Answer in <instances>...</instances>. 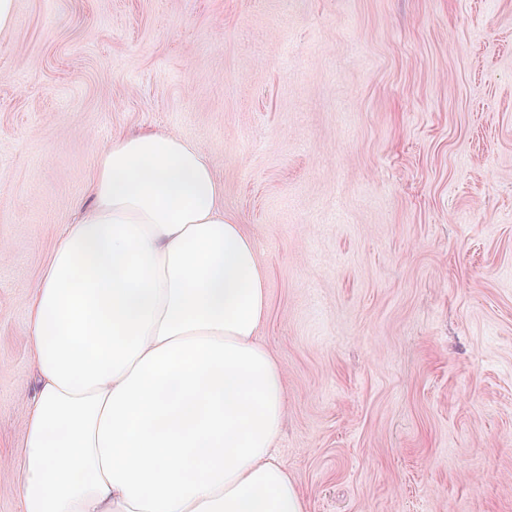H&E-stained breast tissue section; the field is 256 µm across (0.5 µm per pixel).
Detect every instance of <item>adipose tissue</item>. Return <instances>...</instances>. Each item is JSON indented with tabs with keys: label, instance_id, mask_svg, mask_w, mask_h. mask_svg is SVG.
<instances>
[{
	"label": "adipose tissue",
	"instance_id": "adipose-tissue-1",
	"mask_svg": "<svg viewBox=\"0 0 512 512\" xmlns=\"http://www.w3.org/2000/svg\"><path fill=\"white\" fill-rule=\"evenodd\" d=\"M30 301L37 392L21 512H306L274 445L287 408L261 342L265 261L224 216L207 153L113 140Z\"/></svg>",
	"mask_w": 512,
	"mask_h": 512
}]
</instances>
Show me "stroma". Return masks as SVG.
<instances>
[{"instance_id": "1", "label": "stroma", "mask_w": 512, "mask_h": 512, "mask_svg": "<svg viewBox=\"0 0 512 512\" xmlns=\"http://www.w3.org/2000/svg\"><path fill=\"white\" fill-rule=\"evenodd\" d=\"M201 147L268 270L306 512H512V0H16L0 33V456L31 287L99 152Z\"/></svg>"}]
</instances>
